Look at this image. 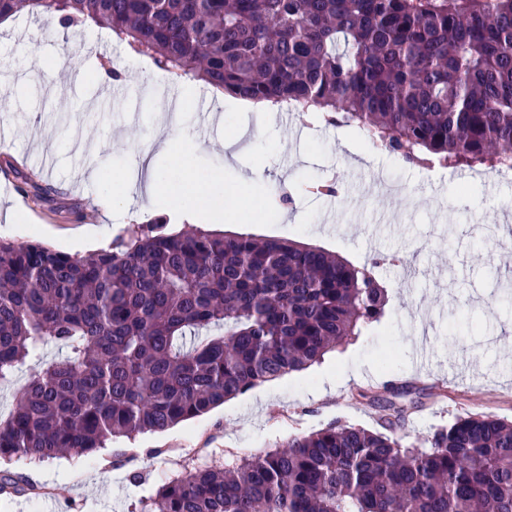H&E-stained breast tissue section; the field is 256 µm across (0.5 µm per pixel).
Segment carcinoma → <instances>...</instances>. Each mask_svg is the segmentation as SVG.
I'll use <instances>...</instances> for the list:
<instances>
[{
	"mask_svg": "<svg viewBox=\"0 0 512 512\" xmlns=\"http://www.w3.org/2000/svg\"><path fill=\"white\" fill-rule=\"evenodd\" d=\"M79 17L178 77L286 100L403 161L512 166V0H0ZM17 188L47 191L17 170ZM388 303L321 247L156 217L84 257L0 239V379L40 346L65 354L0 422V460L97 451L164 431L360 335ZM336 421L162 484L144 512H512V422L459 416L426 448Z\"/></svg>",
	"mask_w": 512,
	"mask_h": 512,
	"instance_id": "cac0c4a2",
	"label": "carcinoma"
}]
</instances>
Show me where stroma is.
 <instances>
[{
	"instance_id": "obj_1",
	"label": "stroma",
	"mask_w": 512,
	"mask_h": 512,
	"mask_svg": "<svg viewBox=\"0 0 512 512\" xmlns=\"http://www.w3.org/2000/svg\"><path fill=\"white\" fill-rule=\"evenodd\" d=\"M52 19L23 11L0 29V204L25 217L21 224L0 218V238L69 253L81 234L85 252L108 247L124 230L100 211L109 176L116 193L137 197L130 223L156 216L175 223L171 209L140 194L136 179L119 180L154 134L158 103L147 91L148 68L112 36L92 40L83 27L62 30ZM104 59L124 74L109 100L100 95ZM46 64L55 66L54 80ZM177 110L200 146L192 169L228 183L247 169L264 174L215 232L292 239L372 265L388 291L385 313L320 363L166 431L117 438L91 455L14 458L8 468L29 489L0 495V512H140L173 476L234 465L337 421L377 429L370 398L387 385L420 403L396 431L406 444L423 445L467 413L512 421V305L500 300L512 284V256L484 232L512 228V175L492 183L468 168L433 176L314 113L227 112L203 93ZM15 164L54 188L50 202L17 189L4 173ZM309 180L335 183V201L306 192ZM283 194L292 198L287 214L267 208L268 198ZM58 356L45 344L0 381L1 420Z\"/></svg>"
}]
</instances>
